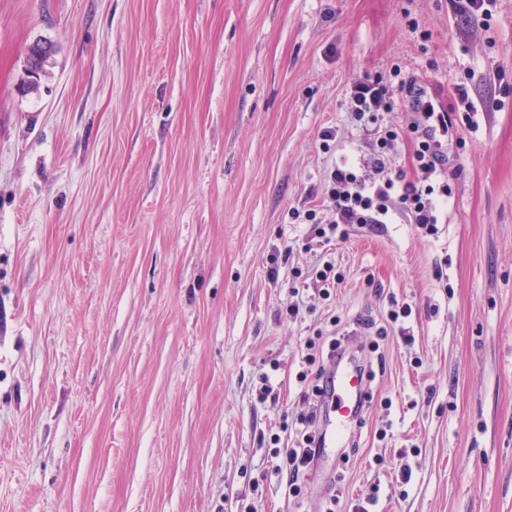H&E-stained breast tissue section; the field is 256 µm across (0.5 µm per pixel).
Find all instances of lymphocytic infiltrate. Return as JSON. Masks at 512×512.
Wrapping results in <instances>:
<instances>
[{"instance_id":"f902f5d3","label":"lymphocytic infiltrate","mask_w":512,"mask_h":512,"mask_svg":"<svg viewBox=\"0 0 512 512\" xmlns=\"http://www.w3.org/2000/svg\"><path fill=\"white\" fill-rule=\"evenodd\" d=\"M453 93L465 104V115L455 118L436 111L433 104L428 103L414 109L409 124L398 128L383 122L384 113L393 111L395 101L390 85L382 77L358 79L351 84L352 116L357 124L368 129L369 136L360 166L341 161L324 179L322 198L332 218L326 226L320 227L319 237L336 234L344 224L363 227L389 224L400 216L419 225L426 235L437 234L442 207L453 193L448 179L445 142L450 130L470 126V114L477 109L468 85L456 84ZM404 139L413 145L416 174L412 177L391 164L392 149ZM338 348L334 340L325 348L312 341L307 343L303 357L305 368L299 372L298 380L303 383L311 376L316 379L315 385L302 393L308 409L285 425L289 447L272 452L290 471L287 488L294 497L301 492L299 477L318 464L320 448L316 428L326 408L331 381L326 367L335 364Z\"/></svg>"}]
</instances>
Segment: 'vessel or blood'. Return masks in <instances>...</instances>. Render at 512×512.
<instances>
[{
    "label": "vessel or blood",
    "mask_w": 512,
    "mask_h": 512,
    "mask_svg": "<svg viewBox=\"0 0 512 512\" xmlns=\"http://www.w3.org/2000/svg\"><path fill=\"white\" fill-rule=\"evenodd\" d=\"M366 391V382L356 371L343 369L335 373L330 395L334 404V417L321 432L322 448L341 446L355 423L356 408Z\"/></svg>",
    "instance_id": "obj_1"
}]
</instances>
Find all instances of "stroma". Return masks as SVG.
I'll return each mask as SVG.
<instances>
[{
  "mask_svg": "<svg viewBox=\"0 0 512 512\" xmlns=\"http://www.w3.org/2000/svg\"><path fill=\"white\" fill-rule=\"evenodd\" d=\"M491 11L0 0V512H348L374 484L378 512H512V0ZM38 39L55 53L26 95ZM396 68L480 102L448 138L447 221L320 243L288 211L361 154L351 83ZM322 253L341 282L288 318ZM332 326L374 399L357 453L327 451L294 499L260 474Z\"/></svg>",
  "mask_w": 512,
  "mask_h": 512,
  "instance_id": "obj_1",
  "label": "stroma"
}]
</instances>
